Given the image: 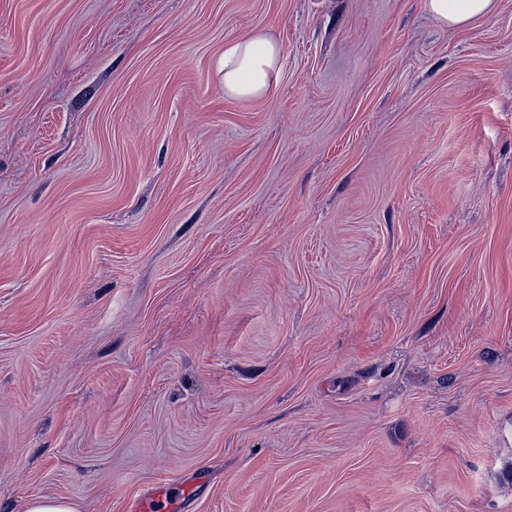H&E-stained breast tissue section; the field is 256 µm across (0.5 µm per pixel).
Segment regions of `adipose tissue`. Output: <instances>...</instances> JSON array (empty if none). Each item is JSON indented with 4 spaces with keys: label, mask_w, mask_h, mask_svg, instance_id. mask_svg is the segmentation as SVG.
<instances>
[{
    "label": "adipose tissue",
    "mask_w": 512,
    "mask_h": 512,
    "mask_svg": "<svg viewBox=\"0 0 512 512\" xmlns=\"http://www.w3.org/2000/svg\"><path fill=\"white\" fill-rule=\"evenodd\" d=\"M429 14L446 26H462L489 15L494 0H425ZM224 94L232 99H258L280 83L283 54L280 44L263 29L225 44L218 61Z\"/></svg>",
    "instance_id": "1"
}]
</instances>
